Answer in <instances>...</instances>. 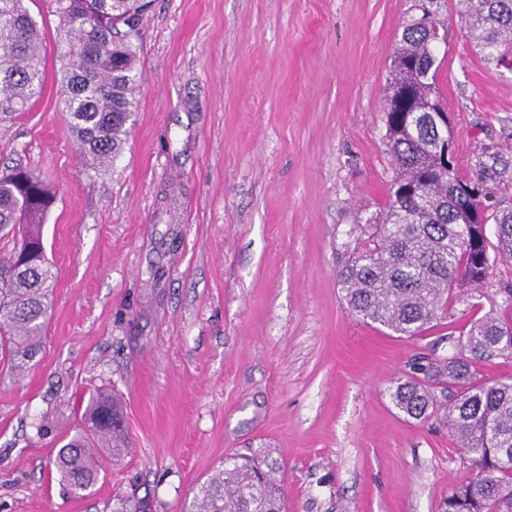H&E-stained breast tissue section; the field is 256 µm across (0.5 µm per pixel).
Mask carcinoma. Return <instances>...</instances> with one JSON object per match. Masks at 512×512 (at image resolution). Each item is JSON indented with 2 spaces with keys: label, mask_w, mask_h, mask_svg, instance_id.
Instances as JSON below:
<instances>
[{
  "label": "carcinoma",
  "mask_w": 512,
  "mask_h": 512,
  "mask_svg": "<svg viewBox=\"0 0 512 512\" xmlns=\"http://www.w3.org/2000/svg\"><path fill=\"white\" fill-rule=\"evenodd\" d=\"M67 46L59 103L83 155L108 166L122 150L136 108L139 26L149 0H54ZM414 13L401 24L385 88L386 147L394 178L374 224H356L361 242L337 273L350 312L392 332L417 337L451 317L454 303L482 294L497 258L512 259V156L481 148L471 173L440 165L454 133L437 89L445 33ZM476 53L489 65L512 59V0H456ZM43 27L26 0H0V120L42 92ZM56 192L19 166L0 171V360L23 371L36 355L55 275L43 260V224ZM494 225L490 243L487 225ZM504 305L473 319L456 353L418 354L391 382L396 409L443 422L463 450L469 476L442 512H512V378L484 379L475 365L512 359V281L498 282ZM117 399L89 395L81 424L58 451L55 468L69 493L83 496L100 475L102 452L124 447ZM279 466L235 458L200 488L191 512H285Z\"/></svg>",
  "instance_id": "carcinoma-1"
}]
</instances>
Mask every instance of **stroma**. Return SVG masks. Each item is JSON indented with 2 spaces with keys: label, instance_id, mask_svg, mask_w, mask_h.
I'll return each mask as SVG.
<instances>
[{
  "label": "stroma",
  "instance_id": "stroma-1",
  "mask_svg": "<svg viewBox=\"0 0 512 512\" xmlns=\"http://www.w3.org/2000/svg\"><path fill=\"white\" fill-rule=\"evenodd\" d=\"M411 0H152L123 150L91 168L59 110L54 0L41 96L0 121V165L56 191L43 226L56 278L42 348L0 367V512H187L224 459L276 460L288 512H438L467 472L448 429L388 387L448 355L471 313L406 338L347 308L348 232L393 176L384 89ZM438 88L469 174L512 146V69L487 66L456 13ZM119 398L127 446L91 493L50 469L90 392ZM48 431L38 435L39 423Z\"/></svg>",
  "mask_w": 512,
  "mask_h": 512
}]
</instances>
